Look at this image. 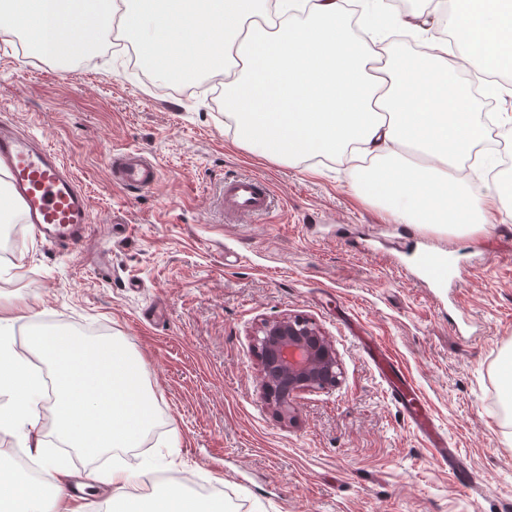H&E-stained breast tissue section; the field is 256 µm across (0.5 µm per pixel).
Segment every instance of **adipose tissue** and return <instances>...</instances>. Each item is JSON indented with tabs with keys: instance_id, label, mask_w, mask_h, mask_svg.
<instances>
[{
	"instance_id": "obj_1",
	"label": "adipose tissue",
	"mask_w": 512,
	"mask_h": 512,
	"mask_svg": "<svg viewBox=\"0 0 512 512\" xmlns=\"http://www.w3.org/2000/svg\"><path fill=\"white\" fill-rule=\"evenodd\" d=\"M400 14L391 0H136L122 16L138 59L169 76L224 73V110L235 136L263 157H324L354 168V190L403 224L452 235L485 230L493 213L512 214L496 183L474 190L461 170L485 138L477 100L462 70L490 76L489 92L512 59V0H425ZM115 0H0V33L23 35L54 61L88 48L80 32H106ZM443 35L431 33V22ZM33 305L0 306V431L35 422L43 387L8 336ZM54 496L39 480L0 466V512H77L55 465ZM106 512H226L202 504L182 481L140 493L116 465Z\"/></svg>"
}]
</instances>
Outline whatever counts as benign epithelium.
<instances>
[{"mask_svg":"<svg viewBox=\"0 0 512 512\" xmlns=\"http://www.w3.org/2000/svg\"><path fill=\"white\" fill-rule=\"evenodd\" d=\"M264 402L282 418L294 420L298 394L338 385L336 349L311 322L281 317L262 322L253 337Z\"/></svg>","mask_w":512,"mask_h":512,"instance_id":"7a95c632","label":"benign epithelium"}]
</instances>
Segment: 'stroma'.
I'll list each match as a JSON object with an SVG mask.
<instances>
[{"instance_id":"stroma-1","label":"stroma","mask_w":512,"mask_h":512,"mask_svg":"<svg viewBox=\"0 0 512 512\" xmlns=\"http://www.w3.org/2000/svg\"><path fill=\"white\" fill-rule=\"evenodd\" d=\"M130 46L103 38L65 64L0 45V121L56 151L90 203L79 248L0 223V303L37 323L122 340L147 363L159 422L141 447L81 460L41 400L28 433L63 458L82 512H104L98 474L120 461L142 489L179 476L231 512H512V426L496 367L512 346V216L440 238L357 197L324 158L288 164L236 143L218 77H131ZM160 167L151 189L113 184L110 157ZM267 179L272 210L225 223L224 180ZM450 249L457 277L425 287L416 249ZM299 316L334 344L339 386L299 394L295 421L260 397L252 334ZM381 341L427 399L474 482L466 488L391 403L352 328Z\"/></svg>"}]
</instances>
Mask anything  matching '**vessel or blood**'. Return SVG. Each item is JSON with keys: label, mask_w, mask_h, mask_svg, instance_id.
Returning <instances> with one entry per match:
<instances>
[{"label": "vessel or blood", "mask_w": 512, "mask_h": 512, "mask_svg": "<svg viewBox=\"0 0 512 512\" xmlns=\"http://www.w3.org/2000/svg\"><path fill=\"white\" fill-rule=\"evenodd\" d=\"M0 165L10 172L8 197L24 210L28 224L39 228L56 246L75 247L84 241L90 222L89 202L57 152L0 123ZM111 172L113 182L131 192L151 187L158 178L157 166L137 151L113 155ZM272 203L269 183L256 176L225 180L219 199L224 220L228 223L266 215ZM414 264L428 281L435 284L445 282L453 267L447 252L431 249L417 252ZM371 359L388 386L391 402L425 436L440 461L457 469L461 483L470 485L471 479L462 470L455 451L433 431L427 401L388 354L386 347L375 344Z\"/></svg>", "instance_id": "obj_1"}]
</instances>
